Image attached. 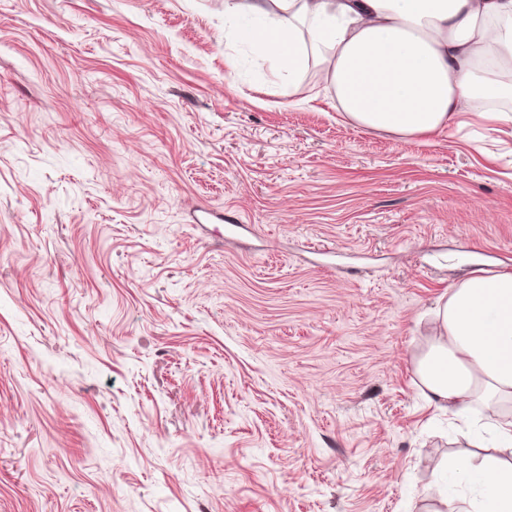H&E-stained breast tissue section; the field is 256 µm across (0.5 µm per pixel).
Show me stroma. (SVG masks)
I'll use <instances>...</instances> for the list:
<instances>
[{
    "instance_id": "stroma-1",
    "label": "stroma",
    "mask_w": 512,
    "mask_h": 512,
    "mask_svg": "<svg viewBox=\"0 0 512 512\" xmlns=\"http://www.w3.org/2000/svg\"><path fill=\"white\" fill-rule=\"evenodd\" d=\"M463 120L354 125L224 0H0V512H439L413 355L512 272Z\"/></svg>"
}]
</instances>
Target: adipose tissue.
<instances>
[{
  "label": "adipose tissue",
  "instance_id": "adipose-tissue-1",
  "mask_svg": "<svg viewBox=\"0 0 512 512\" xmlns=\"http://www.w3.org/2000/svg\"><path fill=\"white\" fill-rule=\"evenodd\" d=\"M249 36L289 73L323 70L341 112L401 140L452 128L464 104L512 99V82L482 74L512 60V0H224ZM436 328L413 357L428 404L462 416L474 443L512 449V273H475L440 299ZM477 486L446 512H512V463L457 465Z\"/></svg>",
  "mask_w": 512,
  "mask_h": 512
}]
</instances>
